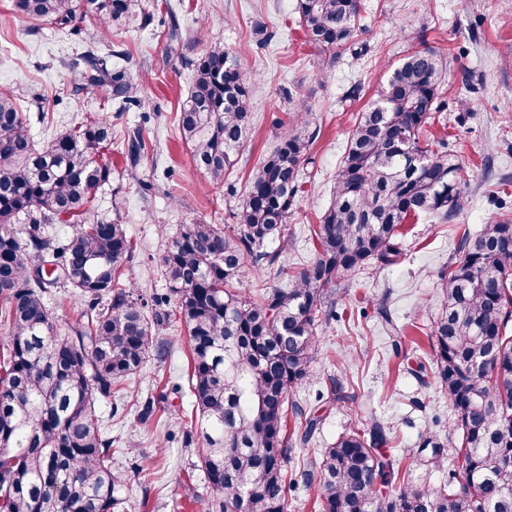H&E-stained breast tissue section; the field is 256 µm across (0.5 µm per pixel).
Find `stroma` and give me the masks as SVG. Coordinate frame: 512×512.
Masks as SVG:
<instances>
[{"label":"stroma","mask_w":512,"mask_h":512,"mask_svg":"<svg viewBox=\"0 0 512 512\" xmlns=\"http://www.w3.org/2000/svg\"><path fill=\"white\" fill-rule=\"evenodd\" d=\"M154 14L151 25L113 27L108 42L117 62L140 77V106L117 111L105 91L73 94L64 61L97 41L94 27L79 35L36 26L0 0V89L13 91L25 111L34 98L54 117L50 127L35 123L31 132L44 143L56 131L86 116L112 115V144L120 146L139 124H146L151 146L137 167V180H113L98 189L101 212L119 216L137 245L128 273L140 293L165 290L161 258L165 236L193 220L233 224L232 213L259 160L292 125L311 118L321 127L304 171L305 192L279 235L281 260L291 267L315 256L309 227L328 207L347 134L356 112L366 107L407 50L430 47L446 63V126H432L447 138L466 183L463 206L442 222L429 217L410 224L400 265L360 270L346 279L333 298L342 321L318 328L312 380L291 395L303 408L316 409L322 422L311 444L295 445L292 465H318L325 448L349 429L379 422L397 477L381 489L394 497L404 486L432 488L457 469L446 454L437 462L421 460L422 434L447 438L455 418L433 369L425 361L431 321L444 304L442 276L458 257L463 231L512 219V0H364L368 31L360 40L363 55L340 48L324 52L306 44L294 23L295 0H143ZM223 43L254 83L253 129L245 149L223 185H210L190 162L178 140L177 112L193 72L190 59L210 42ZM361 97L349 101L348 90ZM150 121H143V114ZM386 303L399 337L378 317L361 316L368 301ZM163 338L173 344L166 362L147 359L131 376L123 396L97 402L106 433L113 438L112 468L125 478L123 512H212V498L198 467L196 445L183 441L196 430L188 397L169 396L166 411L147 423L132 418L137 406L157 397L165 383L186 382L187 334L168 326ZM340 379L355 402H316L328 379Z\"/></svg>","instance_id":"obj_1"}]
</instances>
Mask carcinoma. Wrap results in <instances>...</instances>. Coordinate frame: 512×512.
I'll list each match as a JSON object with an SVG mask.
<instances>
[{
	"mask_svg": "<svg viewBox=\"0 0 512 512\" xmlns=\"http://www.w3.org/2000/svg\"><path fill=\"white\" fill-rule=\"evenodd\" d=\"M24 17L68 33L86 23L143 28L141 0H14ZM363 0H296L309 43L334 50L362 32ZM92 47L65 63L76 91H110L126 111L140 105L139 80ZM194 77L178 131L192 163L224 183L251 134L253 84L221 43L190 62ZM445 64L426 47L408 52L379 99L358 113L328 208L312 225L315 257L292 268L268 241L288 223L321 128L289 129L250 176L235 227L183 224L161 259L166 291L154 311L122 278L135 246L125 226L98 212L95 191L112 179V119L85 118L43 145L31 135L20 99L0 91V512H115L123 476L112 471L97 398L136 374L165 326L186 327L192 354L187 386L199 416L200 468L215 512H288L287 491L317 489L319 512H512V222L464 231L448 266L441 314L428 336L431 360L456 413L448 440L429 432L421 447L453 449L459 472L435 488H404L393 500L374 491L394 477L384 427H354L325 449L315 470L290 469L292 443L309 442L321 418L289 396L313 376L317 326L338 320L328 294L372 266L400 263L402 225L421 215L441 221L461 209L459 165L448 140L426 135L442 122ZM147 148L143 129L124 142L127 175ZM56 224H70L60 233ZM288 282L243 287L249 268ZM70 288L83 305L77 322L56 323L46 296Z\"/></svg>",
	"mask_w": 512,
	"mask_h": 512,
	"instance_id": "carcinoma-1",
	"label": "carcinoma"
}]
</instances>
